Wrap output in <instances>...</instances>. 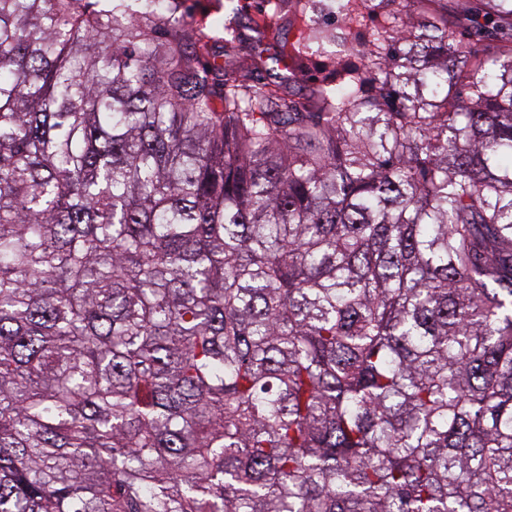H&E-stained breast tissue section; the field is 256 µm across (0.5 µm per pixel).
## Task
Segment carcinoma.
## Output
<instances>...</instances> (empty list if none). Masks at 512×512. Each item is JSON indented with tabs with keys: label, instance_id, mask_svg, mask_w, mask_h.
<instances>
[{
	"label": "carcinoma",
	"instance_id": "cac0c4a2",
	"mask_svg": "<svg viewBox=\"0 0 512 512\" xmlns=\"http://www.w3.org/2000/svg\"><path fill=\"white\" fill-rule=\"evenodd\" d=\"M375 1L0 0V512H512V0ZM239 1L244 5L241 23L245 26L248 25L249 19L255 17L258 12L270 10L273 7L272 3L276 0H271V2L266 0H186L183 9L188 8V12L196 20L203 18L207 22L219 21L221 23L219 29L223 33L224 15L229 12L232 6L231 2L237 4ZM321 61L316 59L313 63L308 65V68L303 76L292 83L285 84L281 90L291 98L306 97L310 86L313 84L315 77L318 75V69Z\"/></svg>",
	"mask_w": 512,
	"mask_h": 512
}]
</instances>
